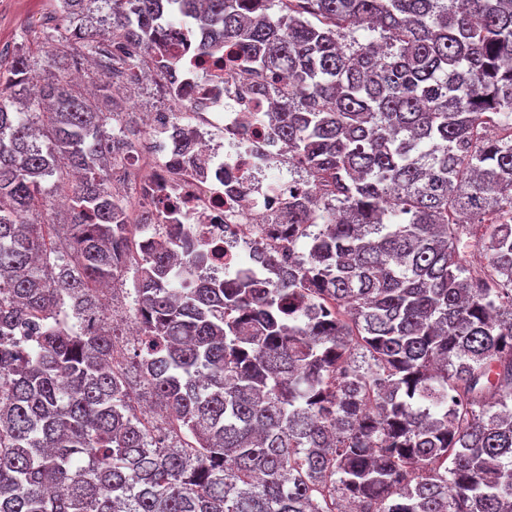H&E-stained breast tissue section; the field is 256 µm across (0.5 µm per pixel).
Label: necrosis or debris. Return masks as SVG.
<instances>
[{
    "label": "necrosis or debris",
    "instance_id": "obj_1",
    "mask_svg": "<svg viewBox=\"0 0 512 512\" xmlns=\"http://www.w3.org/2000/svg\"><path fill=\"white\" fill-rule=\"evenodd\" d=\"M197 33L173 30L166 46L145 55L144 75L165 106L151 114L148 133L132 156L154 161L134 184L131 197L167 226L182 225L196 249L206 253L205 280L242 268L261 270L254 248L273 225L284 223L280 201L288 186L275 175L288 162V148L258 118L256 89L269 73L238 64L216 66L194 53ZM185 59L181 69L163 65L164 48Z\"/></svg>",
    "mask_w": 512,
    "mask_h": 512
}]
</instances>
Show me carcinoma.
<instances>
[{
	"label": "carcinoma",
	"mask_w": 512,
	"mask_h": 512,
	"mask_svg": "<svg viewBox=\"0 0 512 512\" xmlns=\"http://www.w3.org/2000/svg\"><path fill=\"white\" fill-rule=\"evenodd\" d=\"M97 1L122 43L72 29ZM57 13L47 77L0 65V512H512V0ZM188 20L200 53L276 74L270 130L323 189L288 197L262 288L198 279L172 234L140 249L154 215L128 223L109 182L141 136L112 80ZM129 269L131 347L102 307Z\"/></svg>",
	"instance_id": "obj_1"
}]
</instances>
